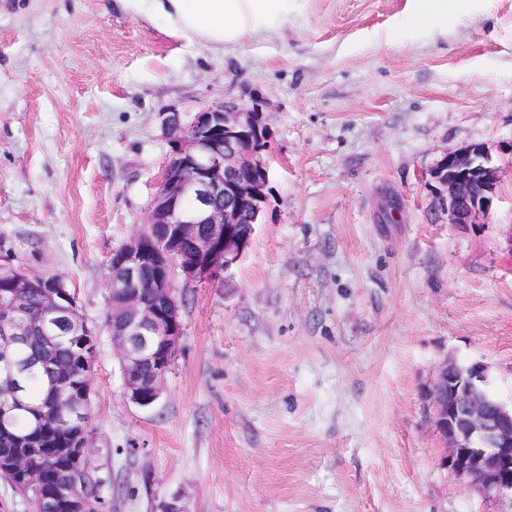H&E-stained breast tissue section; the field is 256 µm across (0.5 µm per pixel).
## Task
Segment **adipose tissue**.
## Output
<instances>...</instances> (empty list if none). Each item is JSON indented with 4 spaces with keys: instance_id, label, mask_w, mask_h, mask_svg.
I'll use <instances>...</instances> for the list:
<instances>
[{
    "instance_id": "ef3b65f1",
    "label": "adipose tissue",
    "mask_w": 512,
    "mask_h": 512,
    "mask_svg": "<svg viewBox=\"0 0 512 512\" xmlns=\"http://www.w3.org/2000/svg\"><path fill=\"white\" fill-rule=\"evenodd\" d=\"M292 0H121L124 9L163 24L186 42L235 48L288 20Z\"/></svg>"
}]
</instances>
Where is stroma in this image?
I'll return each mask as SVG.
<instances>
[{
  "mask_svg": "<svg viewBox=\"0 0 512 512\" xmlns=\"http://www.w3.org/2000/svg\"><path fill=\"white\" fill-rule=\"evenodd\" d=\"M234 49L119 0H0V266L61 278L98 334L86 431L99 512H498L440 466L444 361L512 405V0H297ZM262 112L268 201L221 280L186 284L159 400L132 403L102 322L109 262L167 160L162 118ZM484 145L477 223L431 171ZM417 7L413 14L407 17L406 25L413 29L428 27L440 19L448 25L447 0H416Z\"/></svg>",
  "mask_w": 512,
  "mask_h": 512,
  "instance_id": "1",
  "label": "stroma"
}]
</instances>
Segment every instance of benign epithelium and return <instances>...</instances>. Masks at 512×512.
<instances>
[{
  "instance_id": "1",
  "label": "benign epithelium",
  "mask_w": 512,
  "mask_h": 512,
  "mask_svg": "<svg viewBox=\"0 0 512 512\" xmlns=\"http://www.w3.org/2000/svg\"><path fill=\"white\" fill-rule=\"evenodd\" d=\"M170 151L142 230L112 253V304L105 328L120 362L128 399L153 405L176 357L183 335L181 301L174 276L206 283L220 277L245 252L250 237L234 233L237 224L258 223L267 200V165L260 152L268 139L262 115L228 104L206 107L186 123L175 113L165 118ZM434 178L452 224H474L490 206L496 168L480 144L447 152ZM7 290L0 292V473L31 493L35 512H97V505L66 487L43 489L41 449L59 426L58 402L75 385L70 366L49 354L30 363L16 351L37 336L62 335L86 346L94 331L81 315L75 295L59 279L14 268H0ZM37 288L40 315L33 320L21 308ZM50 381L53 399L32 409L23 383L32 368ZM486 369L461 370L444 362L429 388L432 424L448 443L440 466L451 478H466L485 499L512 506V407L486 389ZM31 429L18 432V419ZM69 441L57 457L76 477L88 469L90 444L80 414L70 418Z\"/></svg>"
}]
</instances>
